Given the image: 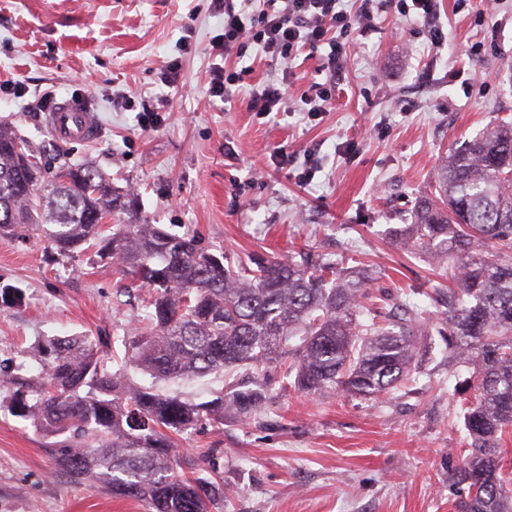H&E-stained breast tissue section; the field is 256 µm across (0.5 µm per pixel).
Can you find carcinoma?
Instances as JSON below:
<instances>
[{"label": "carcinoma", "instance_id": "1", "mask_svg": "<svg viewBox=\"0 0 512 512\" xmlns=\"http://www.w3.org/2000/svg\"><path fill=\"white\" fill-rule=\"evenodd\" d=\"M45 173L26 140L0 123V237L38 224L57 254L93 251L117 264L139 282L146 308L140 326L114 338L124 348L115 370L85 335L40 340L35 383L23 361L0 366L16 387L14 416L52 438L73 479L105 481L152 512H210L224 499L217 478L175 475V436L204 419L223 422L226 402L249 417L266 403L265 385L241 378L230 393L196 403L136 381L128 366L181 381L287 359L302 390L369 398L418 382L414 324L430 311L404 302L376 320L363 302L367 270L344 274L339 262L308 254L226 264L189 232L112 223L135 199L90 163ZM434 182L435 195L391 230L392 241L441 259L455 278L420 295L443 302L448 362L471 373L455 387L470 439L453 476L463 512H512V473L498 448L512 427V122L450 152ZM22 298V289L0 286L1 308Z\"/></svg>", "mask_w": 512, "mask_h": 512}]
</instances>
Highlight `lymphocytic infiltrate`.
<instances>
[{
	"label": "lymphocytic infiltrate",
	"instance_id": "1",
	"mask_svg": "<svg viewBox=\"0 0 512 512\" xmlns=\"http://www.w3.org/2000/svg\"><path fill=\"white\" fill-rule=\"evenodd\" d=\"M215 12L224 16V37L217 51L227 55L250 43L270 62H288L301 49L321 52L325 82L312 83L301 96L306 112L327 111L347 56L345 35L369 23L375 11L396 9L401 15H416L429 23L430 36H437L433 23L437 0H362L360 12L348 11L345 0H211Z\"/></svg>",
	"mask_w": 512,
	"mask_h": 512
}]
</instances>
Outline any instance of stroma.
Returning <instances> with one entry per match:
<instances>
[{
  "label": "stroma",
  "instance_id": "obj_1",
  "mask_svg": "<svg viewBox=\"0 0 512 512\" xmlns=\"http://www.w3.org/2000/svg\"><path fill=\"white\" fill-rule=\"evenodd\" d=\"M439 42L424 23L394 12L346 38L333 107L300 111L318 80L319 54L287 68L256 48L220 60L213 44L223 15L207 0H0V122L47 167L90 158L115 185L134 189L152 224L192 230L230 262L287 258L305 249L371 265L368 290L381 314L441 272L429 255L390 245L387 231L411 223L430 195L441 159L487 126L512 121V0H438ZM192 46L180 55V38ZM181 58L178 89L164 81ZM242 71L229 102L210 100V68ZM287 73L290 98L269 115L249 92ZM131 95L161 111L145 127L121 107ZM86 100L100 118L90 143L57 141L43 97ZM315 168L312 181H299ZM0 283L23 289L0 308V360L18 359L46 336L113 337L144 316L139 293L117 296L119 269L93 254L58 255L42 228L0 238ZM419 382L375 399L281 389V365L251 368L268 399L250 419L225 408L224 423H199L177 438L182 472L224 476L217 512H462L449 479L466 448L456 369L442 342L423 353ZM0 383V512H147L113 496L110 484L63 474L48 438L10 411Z\"/></svg>",
  "mask_w": 512,
  "mask_h": 512
}]
</instances>
